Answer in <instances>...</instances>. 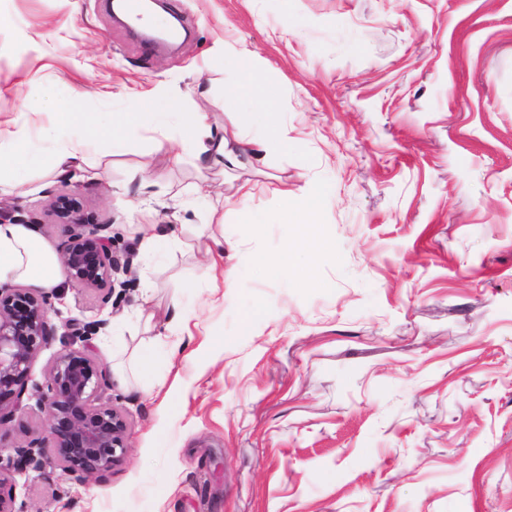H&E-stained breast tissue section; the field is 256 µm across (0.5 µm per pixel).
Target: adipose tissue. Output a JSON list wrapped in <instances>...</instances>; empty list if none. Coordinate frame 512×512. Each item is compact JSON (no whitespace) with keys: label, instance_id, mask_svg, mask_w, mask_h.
Segmentation results:
<instances>
[{"label":"adipose tissue","instance_id":"ef3b65f1","mask_svg":"<svg viewBox=\"0 0 512 512\" xmlns=\"http://www.w3.org/2000/svg\"><path fill=\"white\" fill-rule=\"evenodd\" d=\"M37 101L52 112V124L44 129L39 141H32L29 132L22 127L0 129V167L13 156L17 148L39 151L48 147L56 163L87 159L95 154L121 148L124 143L138 136L143 127L159 132L157 148L177 144L184 155L208 166L220 165L227 169L241 166L248 153L249 142L241 132L233 136L214 137L209 133V115L205 112H189L178 115L183 126L184 138H177L170 124L173 105L169 98L157 96L149 100L131 99L129 110L123 116L113 118L112 134L99 138L93 133L96 117L79 109L83 93L72 90L68 101H58L49 90L36 92ZM276 205L272 212L255 211L242 215L243 223L252 231H260L263 225L284 220L297 227L299 237L309 252L318 259L331 256L329 242L318 221L319 191H311L301 199L285 189H274ZM65 279L64 270L44 243L32 237L19 224L0 223V282L24 281L33 286L51 290Z\"/></svg>","mask_w":512,"mask_h":512}]
</instances>
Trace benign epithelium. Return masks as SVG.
Wrapping results in <instances>:
<instances>
[{"label":"benign epithelium","mask_w":512,"mask_h":512,"mask_svg":"<svg viewBox=\"0 0 512 512\" xmlns=\"http://www.w3.org/2000/svg\"><path fill=\"white\" fill-rule=\"evenodd\" d=\"M48 213L64 227L66 240L59 260L68 279L85 288L112 294L114 276L127 273L112 251L109 224H88L78 197L54 195ZM52 292L0 286V431L19 408L30 369L48 339L55 335L48 313L54 308ZM99 320L69 325L42 386L35 389L36 405L45 415L43 435L14 454H0V512H31L13 493L15 475L31 468L40 471L51 458L77 482L124 460L128 426L122 413L103 402L100 389L107 369L85 349L87 337L105 328Z\"/></svg>","instance_id":"obj_1"}]
</instances>
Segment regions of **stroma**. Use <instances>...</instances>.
Wrapping results in <instances>:
<instances>
[{
  "mask_svg": "<svg viewBox=\"0 0 512 512\" xmlns=\"http://www.w3.org/2000/svg\"><path fill=\"white\" fill-rule=\"evenodd\" d=\"M191 33L172 49L133 37L105 0H0V127L37 134L35 85L80 89L88 112L170 97L232 127L277 123L287 149L198 170L156 150L54 168L16 153L0 212L65 239L45 211L77 192L129 262L110 299L64 282L54 328L106 320L90 339L128 425L129 450L85 482L49 464L15 479L32 512H512V0H164ZM246 46L258 77L225 61ZM238 83L241 96L225 101ZM278 102L266 114L256 85ZM153 180L142 186L133 172ZM253 182L252 196L238 186ZM320 188L334 256L290 224L241 211L273 188ZM154 245L143 250L145 225ZM180 225L177 239L169 225ZM224 240L235 271L200 279ZM293 248L314 284L266 265ZM200 312L183 329L175 313ZM183 341L186 351L170 357ZM45 418L32 394L0 445ZM213 242L215 248L210 246L207 248V260L202 267L201 274L204 279L212 284V288H218L219 277L222 278L225 288H229L233 278V270L230 268L224 269V243L217 239H213Z\"/></svg>",
  "mask_w": 512,
  "mask_h": 512,
  "instance_id": "stroma-1",
  "label": "stroma"
}]
</instances>
